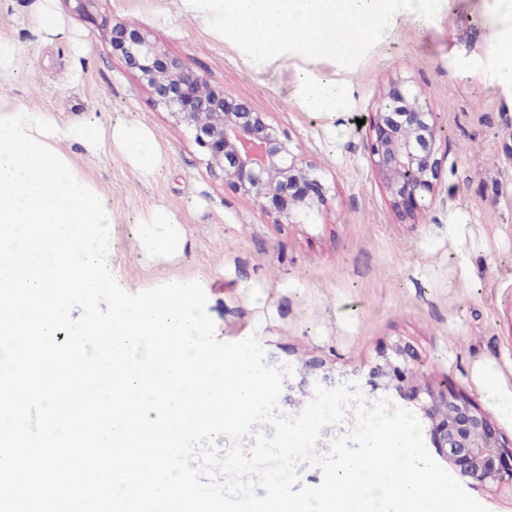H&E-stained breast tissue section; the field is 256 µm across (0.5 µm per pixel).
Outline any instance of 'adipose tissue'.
<instances>
[{"label": "adipose tissue", "instance_id": "obj_1", "mask_svg": "<svg viewBox=\"0 0 512 512\" xmlns=\"http://www.w3.org/2000/svg\"><path fill=\"white\" fill-rule=\"evenodd\" d=\"M217 40L232 39L256 69L286 55L300 59L301 101L319 112L345 109L352 83L347 69L325 75L316 67L337 58H357L366 47L395 35L404 22L425 25L447 0H179ZM499 28L490 44L497 61L495 82L512 87V0H493ZM184 224L171 211L154 208L141 219L136 246L146 265L169 263L186 245Z\"/></svg>", "mask_w": 512, "mask_h": 512}]
</instances>
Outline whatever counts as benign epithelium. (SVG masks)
<instances>
[{"label": "benign epithelium", "mask_w": 512, "mask_h": 512, "mask_svg": "<svg viewBox=\"0 0 512 512\" xmlns=\"http://www.w3.org/2000/svg\"><path fill=\"white\" fill-rule=\"evenodd\" d=\"M111 43L140 73L156 104L191 132L207 165L224 175V184L258 201L275 223L297 224L326 205V189L314 166L265 113L187 71L137 25L112 26ZM368 139L373 171L392 208L404 219L417 216L434 199L443 163L436 115L422 90L408 79L390 81L369 113ZM412 361L410 346L396 344L370 367L366 383L418 411L432 448L453 475L512 489V445L488 414L448 383L420 382Z\"/></svg>", "instance_id": "obj_1"}]
</instances>
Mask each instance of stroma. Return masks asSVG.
I'll return each instance as SVG.
<instances>
[{"instance_id": "1", "label": "stroma", "mask_w": 512, "mask_h": 512, "mask_svg": "<svg viewBox=\"0 0 512 512\" xmlns=\"http://www.w3.org/2000/svg\"><path fill=\"white\" fill-rule=\"evenodd\" d=\"M72 38L39 26L40 0H0V40L20 50L0 93L52 112L58 122L150 128L164 157L142 178L119 154L58 149L111 202L108 265L131 293L172 277L200 278L223 341L256 336L288 363L323 359L328 387L367 372L383 349L410 344L417 376L450 381L481 410L474 378L493 368L512 387V89L494 85L495 27L482 0H450L429 25L405 23L351 65L345 111L304 108L294 93L298 58L249 68L237 47L212 40L178 0H95L88 14L52 0ZM134 23L184 67L248 100L288 135L327 188V204L299 224H277L254 199L224 184L190 132L155 105L137 72L114 53L110 32ZM468 69L451 68L454 60ZM425 92L442 129L444 156L433 202L401 219L370 163L362 121L396 78ZM163 207L184 223L183 256L143 265L135 245L142 215Z\"/></svg>"}]
</instances>
